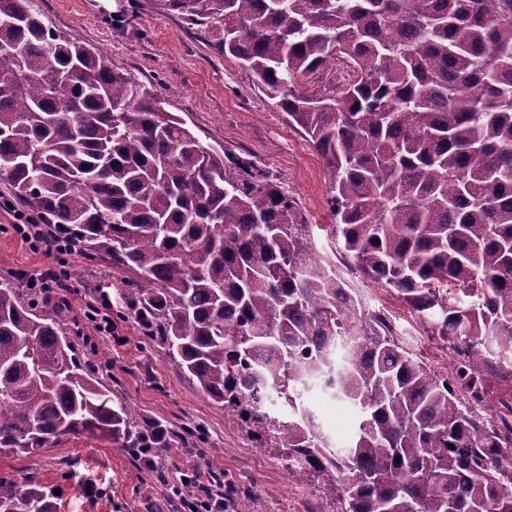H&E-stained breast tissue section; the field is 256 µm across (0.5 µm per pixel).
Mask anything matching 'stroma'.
I'll list each match as a JSON object with an SVG mask.
<instances>
[{
    "mask_svg": "<svg viewBox=\"0 0 512 512\" xmlns=\"http://www.w3.org/2000/svg\"><path fill=\"white\" fill-rule=\"evenodd\" d=\"M47 26L61 37L101 50L108 63L149 85L164 110L175 113L203 145L228 147L273 174L292 195L315 230L318 250L344 264L326 230L329 185L322 157L288 123L257 84L253 73L219 47L220 27L194 26L163 10L158 0H32ZM124 17L117 26L116 17ZM8 183L0 179V282L11 281L26 303L57 312L77 358L92 366L110 390L113 402L141 416L179 430L203 426L204 443L193 448H164L158 472L147 471L132 449L100 434L67 435L55 447L29 455L0 449V478L15 481L37 474L56 493L58 512H182L169 497L165 477L195 460L206 473L254 486L251 512H323L316 482L289 478L285 462L260 450L245 431L224 420V413L204 396L133 317L122 312L117 276L104 262H89L79 251L46 256L21 238L13 226L22 206L7 207ZM61 274V287H29L46 270ZM366 296L367 309L386 308L401 344L441 375L454 376L456 355L393 294L364 277L352 281ZM111 317L102 332L92 312ZM484 406L491 421L512 408V373L483 376ZM336 445L350 438L358 412L330 398L320 387L303 394Z\"/></svg>",
    "mask_w": 512,
    "mask_h": 512,
    "instance_id": "obj_1",
    "label": "stroma"
}]
</instances>
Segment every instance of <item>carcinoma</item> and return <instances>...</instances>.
<instances>
[{"instance_id":"1","label":"carcinoma","mask_w":512,"mask_h":512,"mask_svg":"<svg viewBox=\"0 0 512 512\" xmlns=\"http://www.w3.org/2000/svg\"><path fill=\"white\" fill-rule=\"evenodd\" d=\"M161 6L219 24L224 54L310 138L343 254L457 352L458 384L365 310L272 175L203 145L32 0H0L11 193L111 265L141 329L336 512H512V422L480 413L483 373L512 367V0ZM317 382L359 409L342 448L304 405ZM85 432L141 453L204 436L112 404L60 321L1 282L0 447L31 454ZM224 496L249 512L255 489ZM54 499L33 475L0 479V512H57Z\"/></svg>"}]
</instances>
